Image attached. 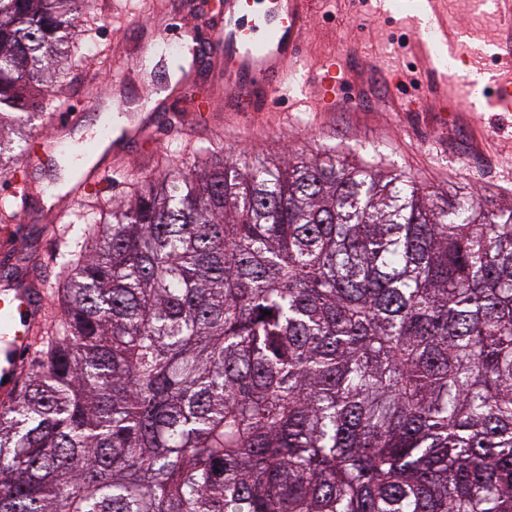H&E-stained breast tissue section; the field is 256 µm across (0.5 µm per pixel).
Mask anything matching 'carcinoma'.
Returning <instances> with one entry per match:
<instances>
[{"mask_svg":"<svg viewBox=\"0 0 512 512\" xmlns=\"http://www.w3.org/2000/svg\"><path fill=\"white\" fill-rule=\"evenodd\" d=\"M92 0H0V182ZM86 216L0 512H512V200L200 149Z\"/></svg>","mask_w":512,"mask_h":512,"instance_id":"1","label":"carcinoma"}]
</instances>
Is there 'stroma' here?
I'll list each match as a JSON object with an SVG mask.
<instances>
[{"instance_id":"1","label":"stroma","mask_w":512,"mask_h":512,"mask_svg":"<svg viewBox=\"0 0 512 512\" xmlns=\"http://www.w3.org/2000/svg\"><path fill=\"white\" fill-rule=\"evenodd\" d=\"M395 0H372L369 10L359 11L351 0H324L322 11L306 38L305 66L313 68L329 54H347L362 63L361 86L356 97L336 111L320 112L314 97L299 103L282 97L269 112L243 117L224 109L222 96H215L206 112V124H196L194 106L205 95L204 88L182 83L170 60L155 58L152 83L141 78L138 61L145 44L153 42L161 25L180 19L201 25L199 10L185 0H94L86 32L79 44L86 60L81 67L63 70L58 81L44 89L47 101L66 93L71 102L91 105L104 93L124 90L146 96L157 111H175L172 124L160 125L145 145L120 155L111 148L99 154L97 166L109 169L108 195L74 197L68 191L71 172L67 160L78 158L75 130L34 119L36 134L64 143L61 155L50 169L33 173L36 187L51 186L53 194L43 203L17 214L15 230L0 223V253H8L20 266L19 279L40 278L50 290L42 306L43 316L54 308L52 285L57 281L59 255L66 241L80 235L83 213L98 210L106 199L128 195L136 182L161 172L163 167L193 166L196 149L219 141L225 151L247 150L262 157L279 159L289 152L315 153L333 148L353 161H369L398 170L434 189L453 193L479 190L483 197L505 201L512 198V113L466 109L458 118L441 112H403L402 98L426 96L423 82L395 87L387 72L407 70L413 55L404 44L412 30L394 14ZM448 14L461 28L476 59L471 73L489 75L496 66L490 40L496 22L471 0H446ZM70 209L73 223L55 220L58 208Z\"/></svg>"}]
</instances>
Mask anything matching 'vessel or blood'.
I'll list each match as a JSON object with an SVG mask.
<instances>
[{
  "instance_id": "1",
  "label": "vessel or blood",
  "mask_w": 512,
  "mask_h": 512,
  "mask_svg": "<svg viewBox=\"0 0 512 512\" xmlns=\"http://www.w3.org/2000/svg\"><path fill=\"white\" fill-rule=\"evenodd\" d=\"M320 0H211L206 28L170 27L161 41L195 51L200 65L183 71L186 82L204 78L206 85L224 82V106L230 112H266L284 89L296 84L303 65V46ZM428 25L439 42L453 44L458 32L438 7ZM500 23L497 42L501 73L486 88L488 106L495 112H512V0H494ZM410 47L431 81L429 102L442 112L457 109L459 96L449 87L444 72L434 65L428 42L414 36ZM355 66L333 57L324 59L314 77L316 108L335 111L354 93ZM100 125L119 117L113 145L144 140L154 125L147 102L115 100L111 112L96 111ZM41 305L36 291L25 282L0 286V401L10 402L18 377L31 351L30 334L39 320Z\"/></svg>"
}]
</instances>
